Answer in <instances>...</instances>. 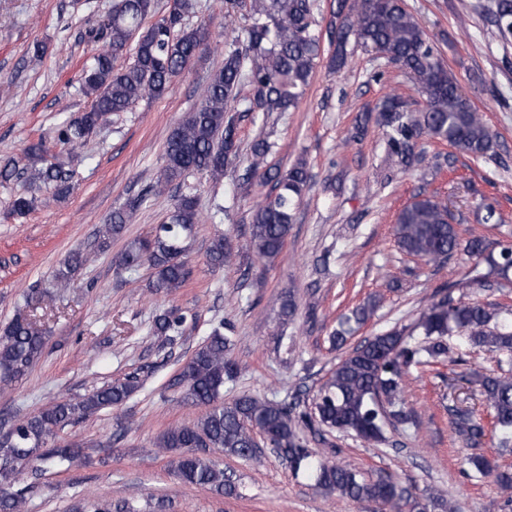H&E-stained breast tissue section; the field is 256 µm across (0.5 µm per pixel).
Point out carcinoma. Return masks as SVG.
Masks as SVG:
<instances>
[{
    "label": "carcinoma",
    "instance_id": "obj_1",
    "mask_svg": "<svg viewBox=\"0 0 512 512\" xmlns=\"http://www.w3.org/2000/svg\"><path fill=\"white\" fill-rule=\"evenodd\" d=\"M195 7L193 0H171L167 13L150 22L154 0H114L106 22L90 35L92 41L103 42L82 76L81 90L92 98L91 109L60 123L57 140L62 144L85 141L111 115L128 111L146 97L163 95L210 40L208 27L183 26L185 16ZM315 9V0H251V23L242 29L233 27L231 15L224 16L231 40L224 44L223 66L211 74L200 102L172 130L148 194L112 211L99 231V249L110 247L112 238L122 234L148 196L161 197L172 184L192 174L215 181L224 176V167L239 155L238 118L230 111L241 85L247 83L252 89L242 109L243 118L254 112H287L298 105L322 55L320 37L312 29ZM335 15L329 67L337 69L345 64L350 45L372 51L410 75L425 99V108L418 113L396 95L383 101L381 121L391 128L389 155L411 162L414 141L424 134L476 157L492 150V131L482 114L461 95L453 74L434 53L404 0H337ZM493 23L502 38H509L512 0H496ZM128 51L134 62L116 66L118 58ZM269 149L265 140L252 145L247 173L258 171ZM15 177L24 178L29 185V193L11 203L12 213L21 217L39 202L48 204L66 197L74 170L67 162L47 161L42 144L37 143L27 146L20 159L0 164L1 182ZM267 177L276 181L278 193L253 212L250 246L259 258L271 261L287 243L294 209L308 175L304 165L298 163L284 174L269 172ZM197 217L196 198L188 186L174 199L152 236L127 241L121 265L133 269L148 264L153 270L151 292L175 294L189 275L185 240L192 235ZM455 221L447 203L433 196L420 197L397 215L396 243L404 253L430 262L441 263L461 252L476 263L485 259L497 265L485 237L460 238ZM228 257L224 238H215L208 249L209 263L222 268ZM86 262L82 251H72L55 275L56 287H71L73 275ZM376 308L374 298L353 308L329 336L332 346L342 347L351 325L367 322ZM183 322L184 316L164 311L155 316L152 333L172 344ZM418 328L423 336L421 344H410L402 331L392 329L354 347L336 363L320 387L311 413L298 409L296 404L250 394L224 403V381L234 379L240 365L232 357L236 337L219 321L178 376L184 399L206 407V411L191 426L163 432L156 447L176 451L170 466L182 483L231 497L236 494V486L211 460L209 451L220 449L228 456L252 460L256 458L253 432L260 431L271 442L272 452L288 462L294 475L310 478L316 487L329 493L379 503L386 512H432L436 508L456 512L450 503L411 494L392 475L372 478L320 455L307 448L298 435L299 426H315L319 433H350L365 441L381 442L387 422L415 424L413 410L400 398L404 371L412 365L462 362L449 343L454 337L494 355L497 363L510 366L499 373L478 376L480 393L490 410L489 424L469 407L448 409L456 435L467 447L478 448L489 430L500 447L511 448L512 319L501 316L488 303H466L446 295L422 315ZM45 346L44 332L25 316L1 326L0 388L6 389L28 375ZM140 387V378L128 375L83 395L57 398L16 420L10 432L0 435V512H26L29 487L21 485L22 468L69 469L82 461L77 450L50 446L59 431L123 405ZM466 463L480 477L493 479L504 493L512 492V472L498 469L481 454L469 455ZM74 510L137 512L127 498L83 501Z\"/></svg>",
    "mask_w": 512,
    "mask_h": 512
}]
</instances>
